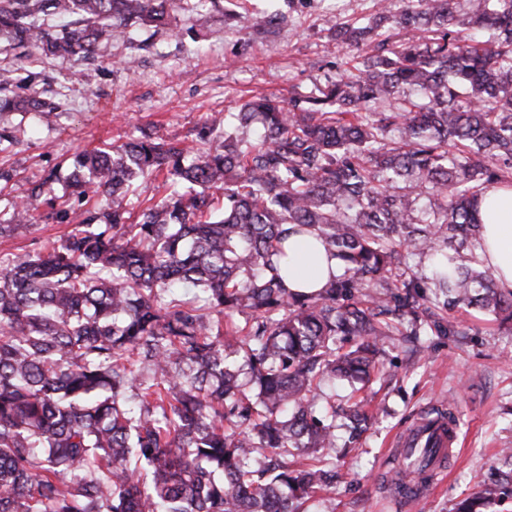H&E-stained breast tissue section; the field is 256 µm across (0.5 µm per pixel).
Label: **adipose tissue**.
Wrapping results in <instances>:
<instances>
[{
  "label": "adipose tissue",
  "instance_id": "1",
  "mask_svg": "<svg viewBox=\"0 0 512 512\" xmlns=\"http://www.w3.org/2000/svg\"><path fill=\"white\" fill-rule=\"evenodd\" d=\"M484 222L478 258L493 268L500 288L512 290V188L486 195L481 206ZM331 268L314 233L292 236L288 241L285 283L294 291L320 287Z\"/></svg>",
  "mask_w": 512,
  "mask_h": 512
}]
</instances>
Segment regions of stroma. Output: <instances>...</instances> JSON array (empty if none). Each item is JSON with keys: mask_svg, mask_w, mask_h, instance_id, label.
I'll return each instance as SVG.
<instances>
[{"mask_svg": "<svg viewBox=\"0 0 512 512\" xmlns=\"http://www.w3.org/2000/svg\"><path fill=\"white\" fill-rule=\"evenodd\" d=\"M276 5L283 20L268 26V0H218L204 11L195 0H178L169 25L133 27L125 40L101 42L88 62L37 57L20 63L14 51H0V66L23 65L35 74L40 97L58 106L45 117H4L19 141L0 151V164L16 172L0 191V224L8 223L29 183L79 151L145 133L189 140L214 113L239 111L253 96L317 94L335 80L337 64L354 55L331 39V27L381 9L380 0ZM68 231L37 213L0 237V255L42 248ZM452 315L458 320L452 333L381 343L387 382L357 393L344 381L322 383L330 400H362L375 417L357 441L337 430L335 448L325 453L336 481L308 502L309 512H454L460 499L479 489L501 450L512 448V327L474 308ZM447 405L458 420V443L446 481L415 499L398 495L396 436L418 416Z\"/></svg>", "mask_w": 512, "mask_h": 512, "instance_id": "obj_1", "label": "stroma"}]
</instances>
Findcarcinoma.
Instances as JSON below:
<instances>
[{"label":"carcinoma","instance_id":"1","mask_svg":"<svg viewBox=\"0 0 512 512\" xmlns=\"http://www.w3.org/2000/svg\"><path fill=\"white\" fill-rule=\"evenodd\" d=\"M401 2L336 23L360 55L319 95L256 96L189 145L79 153L63 195L38 184L14 203L0 235L42 205L74 228L0 257V512H300L336 479V414L354 436L370 420L320 384L382 372L386 316L417 333L433 288L512 320V291L473 255L480 199L512 186V0ZM170 6L0 0V40L20 61L79 62ZM1 91L0 114L57 110L16 68ZM161 174L171 192L134 214V181ZM90 195L112 203L57 205ZM309 230L341 272L292 293L285 243ZM415 251L424 274L403 262ZM502 459L455 512L512 499V448Z\"/></svg>","mask_w":512,"mask_h":512}]
</instances>
